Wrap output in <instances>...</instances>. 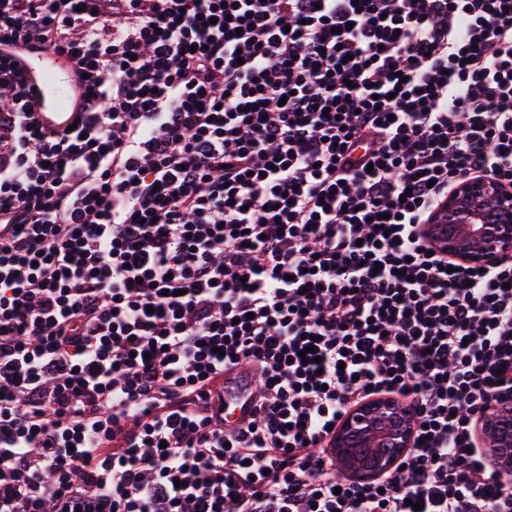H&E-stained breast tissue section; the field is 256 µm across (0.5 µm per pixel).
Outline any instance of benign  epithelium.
Listing matches in <instances>:
<instances>
[{
    "mask_svg": "<svg viewBox=\"0 0 512 512\" xmlns=\"http://www.w3.org/2000/svg\"><path fill=\"white\" fill-rule=\"evenodd\" d=\"M432 246L466 264L494 266L512 256V194L494 180L457 186L425 229ZM412 412L403 403L375 397L341 420L333 440L342 472L372 479L393 466L409 447ZM490 448L491 469L512 475V395L497 398L476 426Z\"/></svg>",
    "mask_w": 512,
    "mask_h": 512,
    "instance_id": "benign-epithelium-1",
    "label": "benign epithelium"
}]
</instances>
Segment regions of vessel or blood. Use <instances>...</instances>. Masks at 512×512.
<instances>
[{
    "mask_svg": "<svg viewBox=\"0 0 512 512\" xmlns=\"http://www.w3.org/2000/svg\"><path fill=\"white\" fill-rule=\"evenodd\" d=\"M19 66L30 84L36 89L42 103L40 119L45 126L62 129L74 117L73 104L77 94V81L72 68L61 67L57 56L51 53H31L19 60ZM255 384L246 373L225 382L224 390L229 400L236 403L233 420L243 419L248 406L246 397Z\"/></svg>",
    "mask_w": 512,
    "mask_h": 512,
    "instance_id": "vessel-or-blood-1",
    "label": "vessel or blood"
}]
</instances>
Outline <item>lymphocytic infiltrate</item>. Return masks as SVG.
I'll list each match as a JSON object with an SVG mask.
<instances>
[{
  "label": "lymphocytic infiltrate",
  "mask_w": 512,
  "mask_h": 512,
  "mask_svg": "<svg viewBox=\"0 0 512 512\" xmlns=\"http://www.w3.org/2000/svg\"><path fill=\"white\" fill-rule=\"evenodd\" d=\"M5 43L81 91L47 128L0 55V512H512V257L424 232L512 187V0H0ZM379 395L413 441L341 477ZM254 387L253 380L247 377V374L241 370L238 371L236 378H232L224 383V392L227 394L226 400H232L238 405L230 417L231 422L241 420L246 415L248 393L254 390ZM476 434L485 440L488 464L505 477L512 474V395L498 397L489 411L483 413L476 426ZM411 425V410L393 398L375 397L352 409L332 443L342 472L361 479L377 477L409 448Z\"/></svg>",
  "instance_id": "f902f5d3"
}]
</instances>
